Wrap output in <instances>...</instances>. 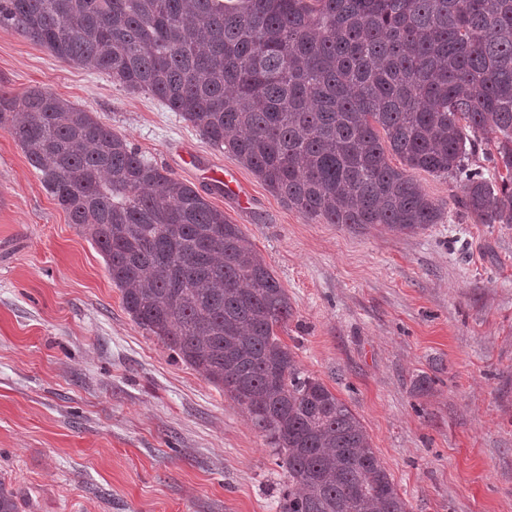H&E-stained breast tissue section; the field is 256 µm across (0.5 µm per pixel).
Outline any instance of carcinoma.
Listing matches in <instances>:
<instances>
[{"instance_id":"obj_1","label":"carcinoma","mask_w":512,"mask_h":512,"mask_svg":"<svg viewBox=\"0 0 512 512\" xmlns=\"http://www.w3.org/2000/svg\"><path fill=\"white\" fill-rule=\"evenodd\" d=\"M0 29L162 101L312 221L423 231L442 209L422 170L460 179L475 223L512 224V0H0ZM0 129L133 321L247 411L288 478L280 512H410L281 342L288 294L239 225L42 87H0ZM480 149L489 173L465 164ZM0 512H20L1 479Z\"/></svg>"}]
</instances>
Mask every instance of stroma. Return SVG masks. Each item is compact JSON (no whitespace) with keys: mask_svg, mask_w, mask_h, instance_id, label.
Instances as JSON below:
<instances>
[{"mask_svg":"<svg viewBox=\"0 0 512 512\" xmlns=\"http://www.w3.org/2000/svg\"><path fill=\"white\" fill-rule=\"evenodd\" d=\"M1 86L93 112L240 226L288 294L279 336L410 512H512V224L475 223L424 171L444 216L419 233L311 221L153 96L4 29ZM0 478L21 512H276L288 485L246 411L132 320L2 130Z\"/></svg>","mask_w":512,"mask_h":512,"instance_id":"stroma-1","label":"stroma"}]
</instances>
